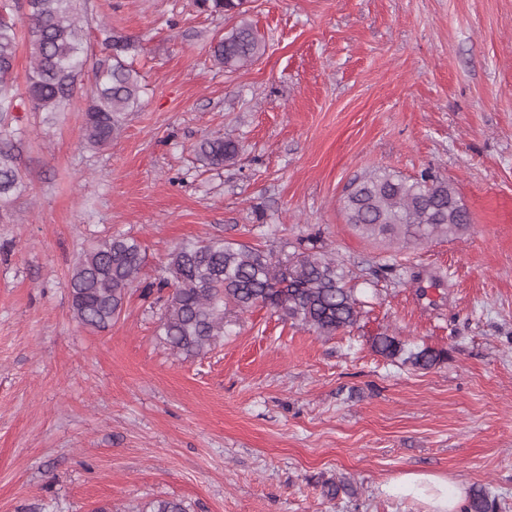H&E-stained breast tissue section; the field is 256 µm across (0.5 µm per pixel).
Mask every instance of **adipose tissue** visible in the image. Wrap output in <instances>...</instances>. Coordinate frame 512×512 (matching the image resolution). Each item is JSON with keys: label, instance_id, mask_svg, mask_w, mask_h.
Returning a JSON list of instances; mask_svg holds the SVG:
<instances>
[{"label": "adipose tissue", "instance_id": "obj_1", "mask_svg": "<svg viewBox=\"0 0 512 512\" xmlns=\"http://www.w3.org/2000/svg\"><path fill=\"white\" fill-rule=\"evenodd\" d=\"M390 490L422 500L426 512H461L465 490L461 483L431 473L410 472L394 479Z\"/></svg>", "mask_w": 512, "mask_h": 512}]
</instances>
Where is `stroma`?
<instances>
[{"instance_id":"35a3bbf8","label":"stroma","mask_w":512,"mask_h":512,"mask_svg":"<svg viewBox=\"0 0 512 512\" xmlns=\"http://www.w3.org/2000/svg\"><path fill=\"white\" fill-rule=\"evenodd\" d=\"M266 51L235 71L212 42L235 20L196 0H85L136 42L145 94L112 143L83 114L20 110L23 182L0 200V512H423L382 486L429 472L512 512V0H247ZM236 137L235 166L196 159ZM383 169L452 181L472 221L400 246L345 220L349 182ZM146 251L102 331L74 318L76 258L110 237ZM322 239L356 277L360 325L332 336L268 307L227 315L188 357L143 295L187 241L273 258ZM448 352L429 371L372 352L380 332ZM334 484L336 495L324 487Z\"/></svg>"}]
</instances>
